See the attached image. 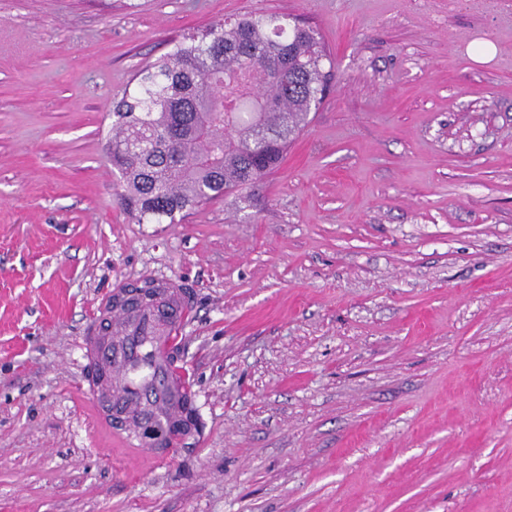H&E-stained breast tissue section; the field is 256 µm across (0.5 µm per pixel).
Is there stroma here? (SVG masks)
<instances>
[{"label":"stroma","mask_w":512,"mask_h":512,"mask_svg":"<svg viewBox=\"0 0 512 512\" xmlns=\"http://www.w3.org/2000/svg\"><path fill=\"white\" fill-rule=\"evenodd\" d=\"M251 12L318 28L328 96L251 199L138 223L116 105ZM144 281L190 296L161 459L80 389ZM0 512H512V0H0Z\"/></svg>","instance_id":"obj_1"}]
</instances>
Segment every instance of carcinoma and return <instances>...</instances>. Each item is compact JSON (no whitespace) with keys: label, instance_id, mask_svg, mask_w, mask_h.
<instances>
[{"label":"carcinoma","instance_id":"obj_1","mask_svg":"<svg viewBox=\"0 0 512 512\" xmlns=\"http://www.w3.org/2000/svg\"><path fill=\"white\" fill-rule=\"evenodd\" d=\"M317 30L245 14L184 37L113 112L118 200L141 224H177L246 198L305 131L333 78Z\"/></svg>","mask_w":512,"mask_h":512}]
</instances>
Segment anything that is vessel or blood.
I'll return each mask as SVG.
<instances>
[{
  "label": "vessel or blood",
  "mask_w": 512,
  "mask_h": 512,
  "mask_svg": "<svg viewBox=\"0 0 512 512\" xmlns=\"http://www.w3.org/2000/svg\"><path fill=\"white\" fill-rule=\"evenodd\" d=\"M186 317V308L176 285L155 290L153 300L114 312L108 335L91 327L85 338L84 357L95 369L82 384L85 395L100 397L104 384H112L128 406H150L163 415L174 414L171 400L174 377L166 358L174 337Z\"/></svg>",
  "instance_id": "b4317fda"
}]
</instances>
